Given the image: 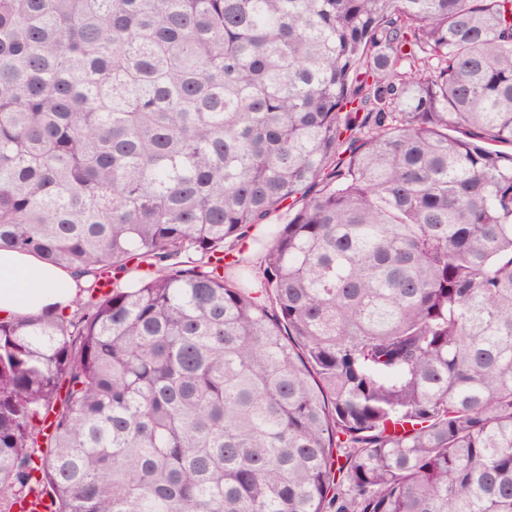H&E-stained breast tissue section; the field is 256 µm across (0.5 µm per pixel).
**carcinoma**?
<instances>
[{
  "label": "carcinoma",
  "instance_id": "obj_1",
  "mask_svg": "<svg viewBox=\"0 0 512 512\" xmlns=\"http://www.w3.org/2000/svg\"><path fill=\"white\" fill-rule=\"evenodd\" d=\"M4 246L0 512H512V0H0ZM78 293L73 275L36 256L0 248V317L44 310L67 313Z\"/></svg>",
  "mask_w": 512,
  "mask_h": 512
}]
</instances>
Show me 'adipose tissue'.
I'll return each mask as SVG.
<instances>
[{
  "label": "adipose tissue",
  "instance_id": "1",
  "mask_svg": "<svg viewBox=\"0 0 512 512\" xmlns=\"http://www.w3.org/2000/svg\"><path fill=\"white\" fill-rule=\"evenodd\" d=\"M78 293L73 275L36 256L0 248V317L68 311Z\"/></svg>",
  "mask_w": 512,
  "mask_h": 512
}]
</instances>
